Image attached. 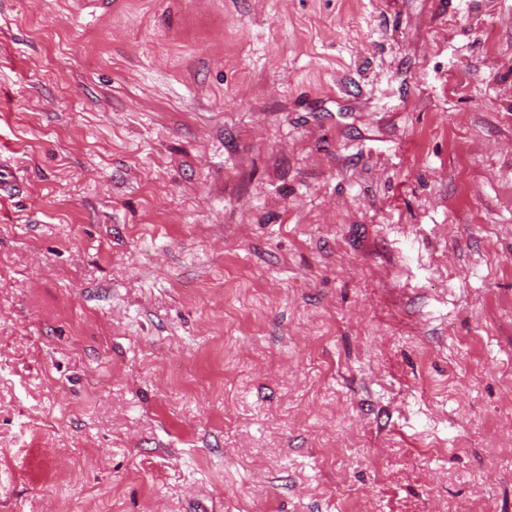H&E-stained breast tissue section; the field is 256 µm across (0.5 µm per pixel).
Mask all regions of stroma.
Returning <instances> with one entry per match:
<instances>
[{"label":"stroma","mask_w":512,"mask_h":512,"mask_svg":"<svg viewBox=\"0 0 512 512\" xmlns=\"http://www.w3.org/2000/svg\"><path fill=\"white\" fill-rule=\"evenodd\" d=\"M0 0V512H512V0Z\"/></svg>","instance_id":"stroma-1"}]
</instances>
